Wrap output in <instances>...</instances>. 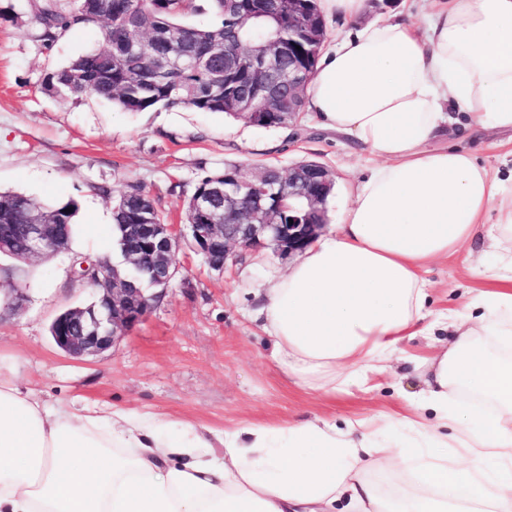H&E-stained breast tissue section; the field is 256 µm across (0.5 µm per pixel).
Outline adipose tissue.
Masks as SVG:
<instances>
[{"label": "adipose tissue", "mask_w": 512, "mask_h": 512, "mask_svg": "<svg viewBox=\"0 0 512 512\" xmlns=\"http://www.w3.org/2000/svg\"><path fill=\"white\" fill-rule=\"evenodd\" d=\"M319 60L307 109L376 159L338 228L271 274L257 316L296 384L364 386L408 337L411 415L216 431L54 405L0 376V512H512V174L433 142L456 113L512 134V0H433L422 24L362 23ZM486 245L476 311L432 313L423 270Z\"/></svg>", "instance_id": "adipose-tissue-1"}]
</instances>
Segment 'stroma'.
Listing matches in <instances>:
<instances>
[{
  "label": "stroma",
  "instance_id": "35a3bbf8",
  "mask_svg": "<svg viewBox=\"0 0 512 512\" xmlns=\"http://www.w3.org/2000/svg\"><path fill=\"white\" fill-rule=\"evenodd\" d=\"M33 0H0V189L47 203L75 202L68 251L25 264V279L9 276L12 258L0 257V297L25 288L15 312H0V373L51 403L110 405L152 412L217 430L242 423L284 424L320 416L406 413V395L422 382L413 361L446 345L447 333L404 341L377 390L347 394L307 391L271 355V341L254 311L268 275L289 260L270 248L236 249L224 272L212 270L190 241L173 254L176 275L147 317L104 354L76 359L53 343L49 328L63 311L93 298L89 284L70 276L82 254L118 261L112 245V201L138 183L173 222L185 219L196 181L225 164L244 162L288 169L302 160L326 166L335 180L327 203L336 219L365 177L370 156L303 114L285 129H263L219 112L158 108L128 113L92 96L67 98L44 85L47 73L101 41L98 27L66 33L46 48L36 38ZM442 146L463 148L492 173L512 170L506 134L449 126ZM430 307L456 310L487 282L462 257L438 260L424 273Z\"/></svg>",
  "mask_w": 512,
  "mask_h": 512
}]
</instances>
